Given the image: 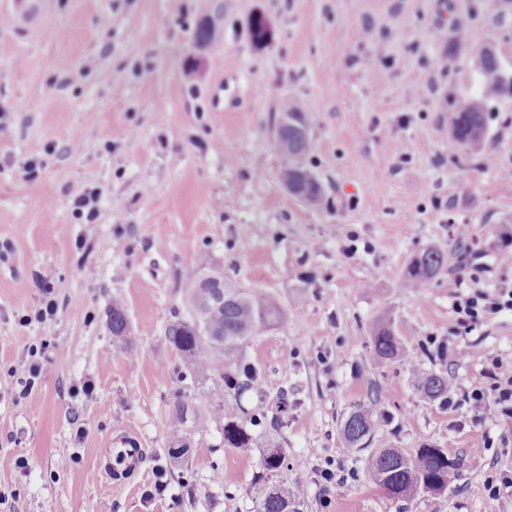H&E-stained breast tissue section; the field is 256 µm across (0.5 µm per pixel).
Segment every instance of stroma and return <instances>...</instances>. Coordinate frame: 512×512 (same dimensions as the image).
I'll return each mask as SVG.
<instances>
[{
  "mask_svg": "<svg viewBox=\"0 0 512 512\" xmlns=\"http://www.w3.org/2000/svg\"><path fill=\"white\" fill-rule=\"evenodd\" d=\"M478 5L39 0L31 16L0 0V512H256L264 449L240 453L213 429L192 436L187 459L168 454L182 362L164 329L187 312L182 283L200 254L286 312L249 343L260 387L241 403L256 411L263 393L287 389L266 434L299 512H512V421L491 377L512 364V310L463 328L456 313L474 292L512 289V99L493 102L480 150L450 134L451 99L482 81L480 51L512 70V23ZM255 13L274 30L261 49ZM204 17L217 34L205 48L194 40ZM460 26L462 66L441 71ZM292 102L312 118L313 204L282 185L273 149ZM88 189L100 194L91 223L73 206ZM428 247L450 251L447 268L406 286ZM116 296L130 345L112 335ZM48 300L57 313L43 321ZM382 318L402 355L380 365ZM23 360L40 367L28 392L13 373ZM417 365L447 376V399L414 388ZM374 399L369 450L348 447L341 421ZM128 428L146 453L115 482L102 440ZM425 444L461 461L447 490L387 498L367 473L370 449Z\"/></svg>",
  "mask_w": 512,
  "mask_h": 512,
  "instance_id": "35a3bbf8",
  "label": "stroma"
}]
</instances>
